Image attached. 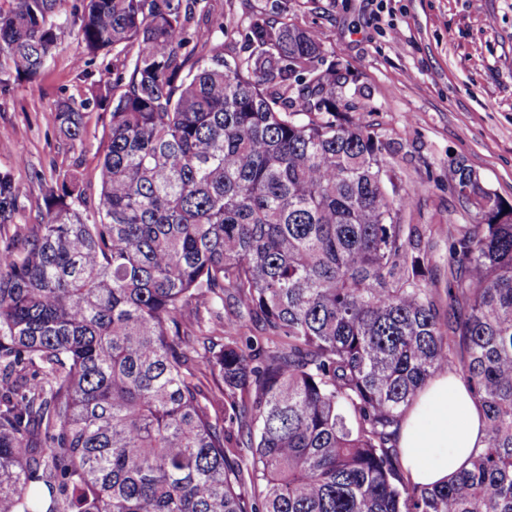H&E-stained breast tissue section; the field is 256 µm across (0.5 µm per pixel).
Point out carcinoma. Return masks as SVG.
<instances>
[{
  "label": "carcinoma",
  "instance_id": "1",
  "mask_svg": "<svg viewBox=\"0 0 512 512\" xmlns=\"http://www.w3.org/2000/svg\"><path fill=\"white\" fill-rule=\"evenodd\" d=\"M12 0L0 86L76 30L112 54L100 189L58 173L17 224L0 171V512H512V204L465 161L476 223L435 248L390 146L339 116L347 77L282 0L243 50L211 0ZM87 102L54 133L82 141ZM451 368L486 421L448 483L396 433Z\"/></svg>",
  "mask_w": 512,
  "mask_h": 512
}]
</instances>
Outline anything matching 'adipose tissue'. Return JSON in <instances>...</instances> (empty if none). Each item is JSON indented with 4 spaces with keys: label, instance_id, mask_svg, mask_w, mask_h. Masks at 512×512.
Here are the masks:
<instances>
[{
    "label": "adipose tissue",
    "instance_id": "adipose-tissue-1",
    "mask_svg": "<svg viewBox=\"0 0 512 512\" xmlns=\"http://www.w3.org/2000/svg\"><path fill=\"white\" fill-rule=\"evenodd\" d=\"M484 437L481 409L462 380L446 372L419 394L401 425L398 446L412 483L427 485L461 469Z\"/></svg>",
    "mask_w": 512,
    "mask_h": 512
}]
</instances>
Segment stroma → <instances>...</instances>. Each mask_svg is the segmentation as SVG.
Returning a JSON list of instances; mask_svg holds the SVG:
<instances>
[{"instance_id":"35a3bbf8","label":"stroma","mask_w":512,"mask_h":512,"mask_svg":"<svg viewBox=\"0 0 512 512\" xmlns=\"http://www.w3.org/2000/svg\"><path fill=\"white\" fill-rule=\"evenodd\" d=\"M288 16L314 28L329 59L351 72L347 115L379 128L397 149L403 184H421L405 221L437 241L428 271L445 280L451 227L474 221L449 186V162L465 160L512 203V0H288ZM75 46L65 30L35 80L0 90V171L19 189L21 224L39 223L55 169L75 162L85 181L98 180L108 112L89 108L74 147L49 126L60 98L83 100L110 78L108 58L83 77Z\"/></svg>"}]
</instances>
